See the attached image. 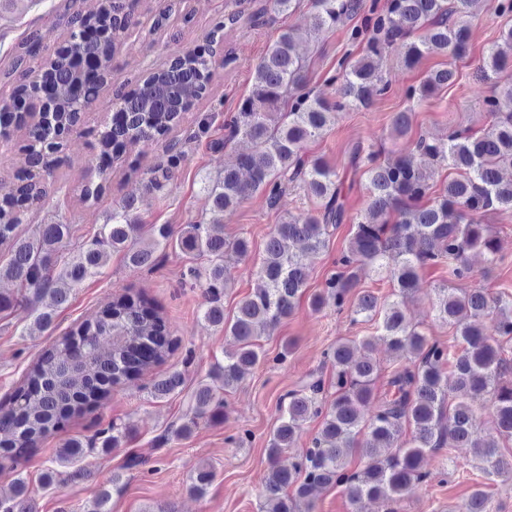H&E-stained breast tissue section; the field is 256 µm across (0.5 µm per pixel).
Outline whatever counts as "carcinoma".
Returning <instances> with one entry per match:
<instances>
[{
    "instance_id": "obj_1",
    "label": "carcinoma",
    "mask_w": 512,
    "mask_h": 512,
    "mask_svg": "<svg viewBox=\"0 0 512 512\" xmlns=\"http://www.w3.org/2000/svg\"><path fill=\"white\" fill-rule=\"evenodd\" d=\"M83 26L71 31L69 40L52 55L41 54L39 42L25 39L13 51L10 78L25 70L40 72L55 89L50 120L29 121L39 83H20L7 101L0 102V140L15 133L25 137L17 182L0 192V244L10 249V259L0 265V280L15 285L0 292V313L27 307L34 325L52 328L56 313L65 307L73 287L97 275L110 256L121 253L133 268L149 266L155 254L169 246L192 260L205 259V272L193 267L190 275L204 278L202 317L224 328L238 348L216 362L206 378L188 396V413L176 434L188 435L202 419H214L224 403V393L235 388L261 358L258 336L274 329L290 316L305 293L309 268L305 255L328 248L331 232L347 217L346 194L336 171L319 158H308L304 148L335 123L340 112L353 103L367 102L387 92L376 75V61L397 54L407 66L444 52L452 59L465 57L469 29L461 21L480 0H389L385 9L371 10L364 25L375 37L363 54L344 62L334 80L338 99L330 101L307 89L305 61L296 51L293 30L283 31L254 68L250 95L227 126L230 139H244L251 148L238 154L224 174L202 179V191L221 213L238 207L256 194L269 208L278 206L283 185L304 184L322 208L277 224L268 237L256 274L261 284L224 320L222 296L229 273L227 259H245L249 242L224 236V225L186 224L177 231L169 224L136 223V201L125 200L112 209L106 224L91 241L71 250L73 226L59 216L42 224L30 236L18 232L25 210L46 196V183L30 167V157L41 160L42 170L52 175L64 150L63 135L82 109L97 98L100 82L87 70L115 51L126 26L114 23L124 16L127 26L136 23L142 0H79ZM365 9L363 0H313L312 25L317 32L334 29L342 17ZM231 13L208 38L168 67L153 72L144 82L115 103L126 119L99 133L100 155L121 160L131 145L166 137L182 120L183 113L209 92L213 80V49L224 40ZM481 72H493L502 80L501 90L512 98V28L482 57ZM451 67L431 72L408 97L421 100L453 84ZM490 118L477 134L461 126L445 141L419 137L415 143L420 163L400 156L384 163L356 144L348 165L367 162L366 190L369 203L356 224L348 247L336 258L338 271L323 291L310 296L313 310L333 302L336 310H350L353 320L378 318L376 335L359 342L340 338L326 353L335 372L336 396L330 404L318 399L321 384L311 381L287 394L279 409L278 424L269 441L270 472L264 487L262 512H297V504L309 501L322 486H343L351 502L363 499H399L415 481L430 477L428 455L445 447L477 449L483 471L498 477L512 476V456H505L500 440L512 439V366L504 357L512 340V297L491 296L483 288H437L432 311L452 326L463 344L460 351L432 342L407 320L403 299L419 286V271L431 265H448V277H471V252L486 254L490 264L501 261L490 226L481 223L489 212L512 210V180L501 170L512 168V110L502 111L495 96L484 101ZM180 154L169 156L166 166L153 170L143 185V196L158 191L174 178ZM445 163L456 176L432 192L431 168ZM97 180L87 181L79 194L82 203L98 200L110 182L107 169L96 167ZM384 273L394 288L392 301L379 302L359 290L361 275ZM108 347L102 348L101 342ZM384 342L402 364L387 380V391L374 394L379 364L360 348ZM176 346L167 321L140 293H126L105 304L91 320L71 327L43 350L14 388L0 403V459L15 462L36 449L47 437L65 430L74 419L99 406L112 389L126 385L163 363ZM186 378L175 372L154 380L151 397L165 398L182 392ZM492 403L491 433L475 438L481 417L474 402ZM373 408L370 418L363 409ZM314 418L321 427L310 448L290 468L279 457L292 446L303 425ZM413 427L410 440L404 426ZM127 428L112 424L101 430L95 444L105 454L122 444ZM87 444L77 437L56 450L54 462L72 471L49 468L43 484L52 488L64 477L77 478L75 465ZM361 450L362 468L348 469V458ZM488 495L482 488L469 494L460 512H487ZM0 512H27L25 483L19 481L13 496L0 499Z\"/></svg>"
}]
</instances>
